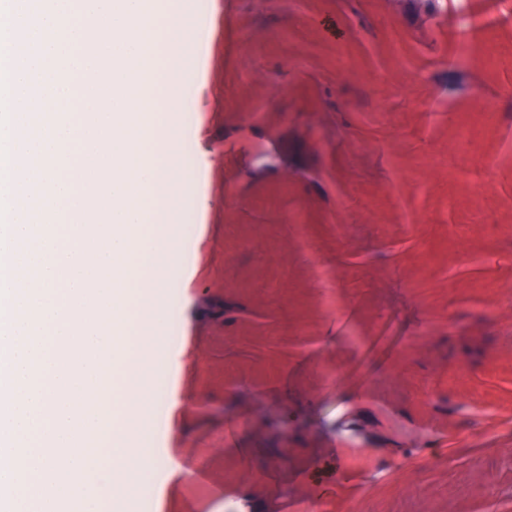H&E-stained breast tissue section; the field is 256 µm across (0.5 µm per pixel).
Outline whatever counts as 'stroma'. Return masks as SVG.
Returning <instances> with one entry per match:
<instances>
[{"label":"stroma","instance_id":"35a3bbf8","mask_svg":"<svg viewBox=\"0 0 512 512\" xmlns=\"http://www.w3.org/2000/svg\"><path fill=\"white\" fill-rule=\"evenodd\" d=\"M180 6V506L512 512V0Z\"/></svg>","mask_w":512,"mask_h":512}]
</instances>
